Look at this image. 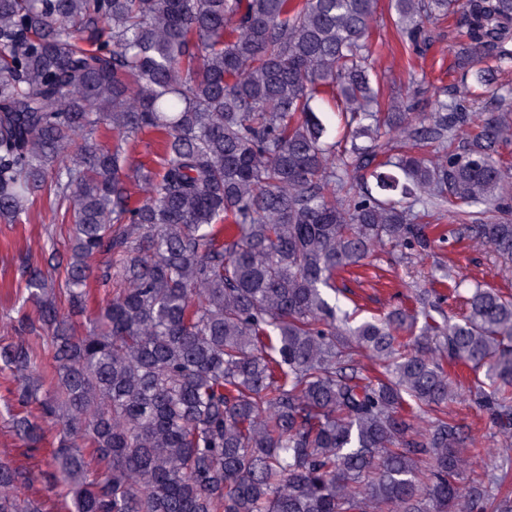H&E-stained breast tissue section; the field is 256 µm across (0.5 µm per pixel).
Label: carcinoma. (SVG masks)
Listing matches in <instances>:
<instances>
[{
	"mask_svg": "<svg viewBox=\"0 0 512 512\" xmlns=\"http://www.w3.org/2000/svg\"><path fill=\"white\" fill-rule=\"evenodd\" d=\"M390 2L404 46L453 20L462 92L424 128L373 77L377 0H0V220L43 201L73 225L0 347L39 410L13 428L54 438V512H512L490 449L405 414L470 401L512 431V293L476 283L454 320L415 284L411 311L356 326L326 298L378 249L429 256L447 217L512 263V91L475 107L512 60V0ZM146 133L157 173L133 164ZM30 483L1 458L0 512H45Z\"/></svg>",
	"mask_w": 512,
	"mask_h": 512,
	"instance_id": "1",
	"label": "carcinoma"
}]
</instances>
